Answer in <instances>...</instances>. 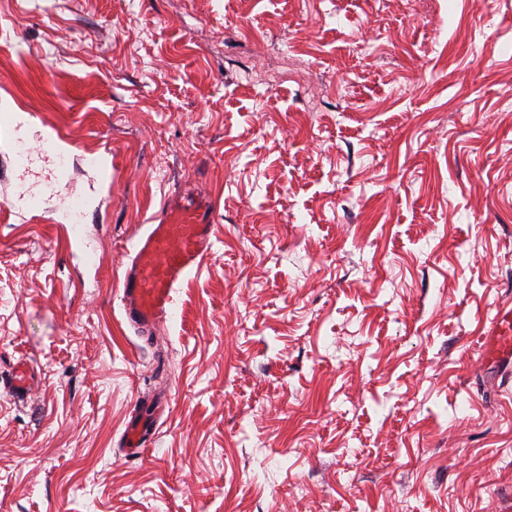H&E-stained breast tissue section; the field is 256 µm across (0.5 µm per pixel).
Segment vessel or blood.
<instances>
[{
    "label": "vessel or blood",
    "mask_w": 512,
    "mask_h": 512,
    "mask_svg": "<svg viewBox=\"0 0 512 512\" xmlns=\"http://www.w3.org/2000/svg\"><path fill=\"white\" fill-rule=\"evenodd\" d=\"M215 210L210 203L187 204L169 197L160 215L136 236L127 256L119 299L128 322L142 331L166 323L173 315L174 293L210 253ZM488 363L512 367V310H498L481 349ZM34 380L28 360H18L0 376V387L16 399L27 397ZM154 411L150 404L132 416L122 434L125 447L143 452Z\"/></svg>",
    "instance_id": "obj_1"
}]
</instances>
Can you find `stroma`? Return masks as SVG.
Masks as SVG:
<instances>
[{
  "label": "stroma",
  "mask_w": 512,
  "mask_h": 512,
  "mask_svg": "<svg viewBox=\"0 0 512 512\" xmlns=\"http://www.w3.org/2000/svg\"><path fill=\"white\" fill-rule=\"evenodd\" d=\"M0 96V512H512V0H0ZM175 193L216 231L146 342ZM151 223L127 256L119 295L128 322L142 332L171 319L176 288L210 253L215 210L208 201L186 204L171 196ZM481 357L504 369L512 367V310L500 309L492 319ZM33 380L34 372L31 364L27 359H19L7 376H0V387L3 386L14 398L23 400L27 397ZM154 409H151V401L143 402L142 409L128 420L122 434L124 446L132 448L135 454L143 452L148 446V431L152 424Z\"/></svg>",
  "instance_id": "35a3bbf8"
}]
</instances>
